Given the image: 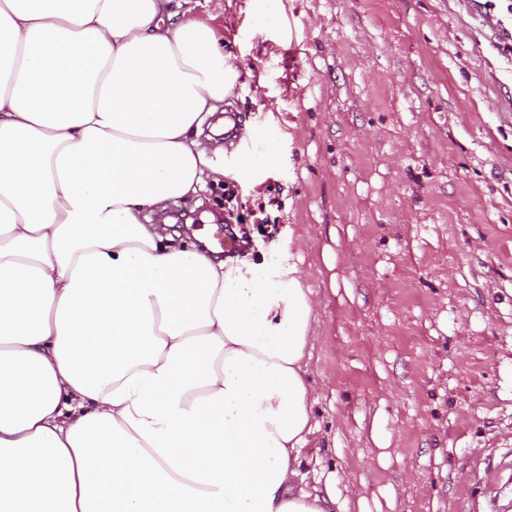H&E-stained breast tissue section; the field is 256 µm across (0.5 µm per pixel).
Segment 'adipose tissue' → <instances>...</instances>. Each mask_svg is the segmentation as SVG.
Masks as SVG:
<instances>
[{"label":"adipose tissue","mask_w":512,"mask_h":512,"mask_svg":"<svg viewBox=\"0 0 512 512\" xmlns=\"http://www.w3.org/2000/svg\"><path fill=\"white\" fill-rule=\"evenodd\" d=\"M186 0H0V512H326L315 301L163 236L237 73Z\"/></svg>","instance_id":"adipose-tissue-1"}]
</instances>
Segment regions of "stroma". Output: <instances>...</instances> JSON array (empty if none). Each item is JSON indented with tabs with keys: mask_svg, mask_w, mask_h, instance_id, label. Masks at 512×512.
I'll list each match as a JSON object with an SVG mask.
<instances>
[{
	"mask_svg": "<svg viewBox=\"0 0 512 512\" xmlns=\"http://www.w3.org/2000/svg\"><path fill=\"white\" fill-rule=\"evenodd\" d=\"M188 6L237 77L204 129L224 181L179 201L181 235L240 214L247 258L313 291L302 455L332 512H512L505 0Z\"/></svg>",
	"mask_w": 512,
	"mask_h": 512,
	"instance_id": "stroma-1",
	"label": "stroma"
}]
</instances>
